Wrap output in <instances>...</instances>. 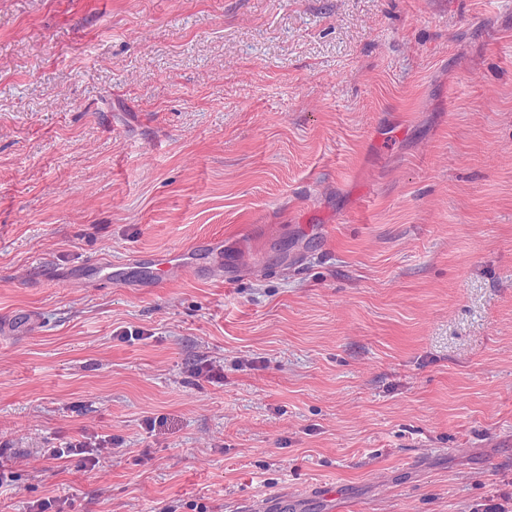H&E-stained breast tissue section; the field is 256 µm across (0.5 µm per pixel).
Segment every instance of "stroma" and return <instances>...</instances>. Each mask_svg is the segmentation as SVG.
Listing matches in <instances>:
<instances>
[{
    "instance_id": "obj_1",
    "label": "stroma",
    "mask_w": 512,
    "mask_h": 512,
    "mask_svg": "<svg viewBox=\"0 0 512 512\" xmlns=\"http://www.w3.org/2000/svg\"><path fill=\"white\" fill-rule=\"evenodd\" d=\"M0 466V512H512V0H0ZM186 253L182 251H173L160 257H151L146 261L155 267L157 275L160 279H167L168 282L181 277L187 272H192V268L188 267L184 262ZM88 434H81V439H75L70 443H66L65 448H44L42 449L45 454H48L54 459L70 458L73 455H83L81 461L83 462L82 467L88 468L87 470H93L96 466V456L108 453L111 454L115 448H109L110 439L109 437H100L98 434L88 437ZM96 455V456H95Z\"/></svg>"
}]
</instances>
